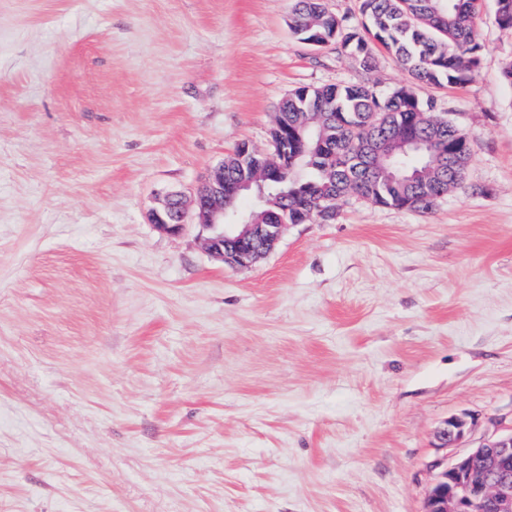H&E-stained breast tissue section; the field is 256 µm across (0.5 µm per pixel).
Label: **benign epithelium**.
<instances>
[{"mask_svg":"<svg viewBox=\"0 0 512 512\" xmlns=\"http://www.w3.org/2000/svg\"><path fill=\"white\" fill-rule=\"evenodd\" d=\"M240 160L256 167L273 163V158L238 145ZM255 197L254 208L241 211L224 202V166L197 188L192 207L181 192L163 194L159 206L149 214L156 230L178 234L189 225L188 217L216 230L205 240L206 249L233 266H247L269 253L280 240L285 225L255 223L256 209L266 203L264 189H253V180L235 184L232 195ZM472 432V421L465 415L448 418L436 431L440 448H457ZM438 469L427 491L423 512H512V428L483 438L451 459L434 462Z\"/></svg>","mask_w":512,"mask_h":512,"instance_id":"1","label":"benign epithelium"}]
</instances>
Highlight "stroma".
Returning a JSON list of instances; mask_svg holds the SVG:
<instances>
[{"label": "stroma", "instance_id": "obj_1", "mask_svg": "<svg viewBox=\"0 0 512 512\" xmlns=\"http://www.w3.org/2000/svg\"><path fill=\"white\" fill-rule=\"evenodd\" d=\"M294 0H0V512H422L435 430L512 423V31L412 83ZM412 84L464 130L427 212L353 197L249 267L157 231L300 86Z\"/></svg>", "mask_w": 512, "mask_h": 512}]
</instances>
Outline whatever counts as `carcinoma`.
<instances>
[{
  "label": "carcinoma",
  "instance_id": "1",
  "mask_svg": "<svg viewBox=\"0 0 512 512\" xmlns=\"http://www.w3.org/2000/svg\"><path fill=\"white\" fill-rule=\"evenodd\" d=\"M482 0H363L369 25L359 29L328 11L323 0H295L294 33L303 41L335 44L354 55L360 67H375L373 43L392 53L416 82L464 84L474 78L480 44L476 20ZM496 23L512 30V0H497ZM279 111L288 122L310 113L323 128L325 143L312 157L299 152L280 164V175L266 187L275 202L260 223H288L318 217L321 198L341 202L360 196L371 203L419 211L432 209L436 197L458 188L472 158L466 133L436 112L434 100L419 99L409 85L385 93L370 82L300 87ZM389 137L423 142L397 168L384 162L379 146Z\"/></svg>",
  "mask_w": 512,
  "mask_h": 512
}]
</instances>
